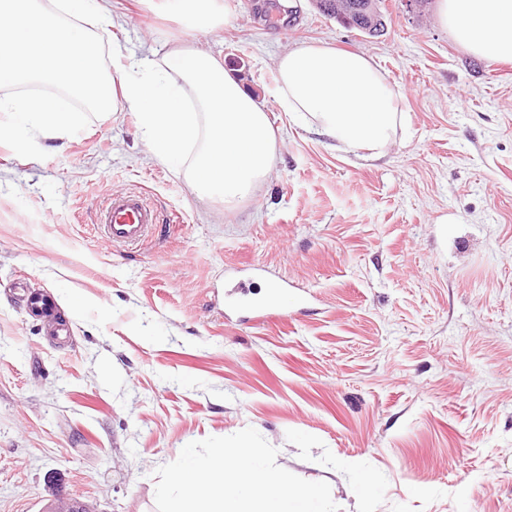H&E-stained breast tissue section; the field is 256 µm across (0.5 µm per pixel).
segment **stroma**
<instances>
[{
	"instance_id": "obj_1",
	"label": "stroma",
	"mask_w": 512,
	"mask_h": 512,
	"mask_svg": "<svg viewBox=\"0 0 512 512\" xmlns=\"http://www.w3.org/2000/svg\"><path fill=\"white\" fill-rule=\"evenodd\" d=\"M268 1L226 0L201 36L163 0H112L95 31L104 67L116 42L199 44L265 103L272 169L235 206L201 205L127 109L0 141V512H157L160 466L247 427L340 512H512V69L459 44L436 0H382L378 37ZM303 43L365 54L401 93L386 156L337 150L279 105L275 60ZM125 190L160 215L138 246L95 221ZM248 265L271 274L229 273ZM274 274L287 315L225 310ZM35 292L62 330L31 313Z\"/></svg>"
}]
</instances>
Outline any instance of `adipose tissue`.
<instances>
[{
	"label": "adipose tissue",
	"mask_w": 512,
	"mask_h": 512,
	"mask_svg": "<svg viewBox=\"0 0 512 512\" xmlns=\"http://www.w3.org/2000/svg\"><path fill=\"white\" fill-rule=\"evenodd\" d=\"M437 17L471 53L512 59V0H439ZM113 26L112 0H0V85L48 81L58 95L0 98V139L57 137L84 125L70 99L96 111L140 114L144 140L160 160L185 166L201 204L232 207L268 176L276 136L264 103L247 93L222 60L199 46L163 57L123 55L118 84L101 70L102 45L80 21ZM279 103L321 135L370 157L384 155L402 122L400 95L370 58L304 43L276 62ZM194 159H187L188 149Z\"/></svg>",
	"instance_id": "1"
}]
</instances>
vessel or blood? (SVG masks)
Returning a JSON list of instances; mask_svg holds the SVG:
<instances>
[{"label": "vessel or blood", "instance_id": "1", "mask_svg": "<svg viewBox=\"0 0 512 512\" xmlns=\"http://www.w3.org/2000/svg\"><path fill=\"white\" fill-rule=\"evenodd\" d=\"M107 238L115 243L134 245L145 241L150 228L159 221L156 209L139 192L124 191L108 198L100 214ZM284 280L271 285L270 295L265 302L238 305L242 320L260 321L278 306V294L284 288Z\"/></svg>", "mask_w": 512, "mask_h": 512}]
</instances>
